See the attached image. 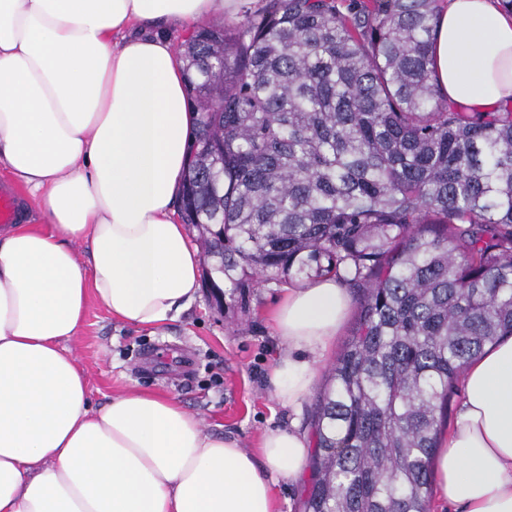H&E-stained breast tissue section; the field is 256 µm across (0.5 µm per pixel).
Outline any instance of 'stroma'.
<instances>
[{"label": "stroma", "instance_id": "stroma-1", "mask_svg": "<svg viewBox=\"0 0 512 512\" xmlns=\"http://www.w3.org/2000/svg\"><path fill=\"white\" fill-rule=\"evenodd\" d=\"M283 288L280 282L254 284L245 298L228 296L220 306L203 288L178 319L153 329L123 325L89 303L70 347L87 374L93 406L124 388L169 394L196 413L207 431L233 437L252 452L259 450L266 429L287 426L294 417L305 434H312L315 404L332 363L356 330L363 291L352 289L349 316L295 416L269 383L282 352L272 314Z\"/></svg>", "mask_w": 512, "mask_h": 512}]
</instances>
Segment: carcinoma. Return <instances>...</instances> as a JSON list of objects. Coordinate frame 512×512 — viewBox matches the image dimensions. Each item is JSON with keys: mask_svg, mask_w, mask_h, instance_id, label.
Masks as SVG:
<instances>
[{"mask_svg": "<svg viewBox=\"0 0 512 512\" xmlns=\"http://www.w3.org/2000/svg\"><path fill=\"white\" fill-rule=\"evenodd\" d=\"M437 0H260L180 46L179 212L232 291L365 290L317 405L304 512H429L457 377L512 336V107L436 88Z\"/></svg>", "mask_w": 512, "mask_h": 512, "instance_id": "cac0c4a2", "label": "carcinoma"}]
</instances>
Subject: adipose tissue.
<instances>
[{
    "instance_id": "ef3b65f1",
    "label": "adipose tissue",
    "mask_w": 512,
    "mask_h": 512,
    "mask_svg": "<svg viewBox=\"0 0 512 512\" xmlns=\"http://www.w3.org/2000/svg\"><path fill=\"white\" fill-rule=\"evenodd\" d=\"M236 3L0 0V169L42 217L0 226V512H275L276 478L307 464L294 427L268 429L255 455L158 392L92 408L69 346L89 302L157 328L198 294L199 253L175 219L195 116L183 63L154 30ZM432 59L462 111L512 106V14L497 0H445ZM350 310L336 278L287 288L269 377L282 405L308 396ZM462 384L435 455L439 495L455 512H512V337Z\"/></svg>"
}]
</instances>
